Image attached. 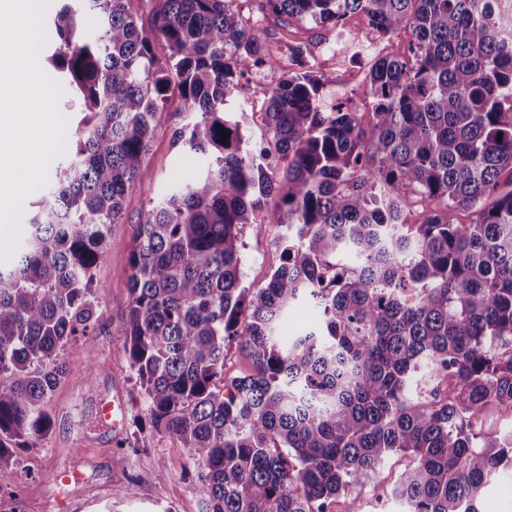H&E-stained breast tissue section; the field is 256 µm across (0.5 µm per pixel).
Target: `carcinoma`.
<instances>
[{"mask_svg": "<svg viewBox=\"0 0 512 512\" xmlns=\"http://www.w3.org/2000/svg\"><path fill=\"white\" fill-rule=\"evenodd\" d=\"M143 1L147 28L132 0H76L51 23L50 62L87 114L0 268V469L50 430L59 352L100 318L110 226L152 178L177 98L172 145L201 167L137 225L122 347L151 427L189 450L201 512H335L392 453L413 457L390 491L407 512H479L512 468V432H484L512 417V0H260L257 18L236 0ZM359 13L380 38L410 33L405 52L345 33ZM268 17L332 27L367 58L372 123L325 105L329 79L296 44L288 74L257 86L264 130L246 137L227 106L241 78L276 68ZM411 195L434 203L416 224ZM269 226L285 229L282 262L245 286L243 234ZM301 302L318 325L281 336ZM232 340L253 370L228 380Z\"/></svg>", "mask_w": 512, "mask_h": 512, "instance_id": "cac0c4a2", "label": "carcinoma"}]
</instances>
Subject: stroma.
<instances>
[{
    "instance_id": "35a3bbf8",
    "label": "stroma",
    "mask_w": 512,
    "mask_h": 512,
    "mask_svg": "<svg viewBox=\"0 0 512 512\" xmlns=\"http://www.w3.org/2000/svg\"><path fill=\"white\" fill-rule=\"evenodd\" d=\"M266 28L278 52V69L242 80L229 103L230 111L247 114L251 139L262 132L263 107L255 88L287 73L288 48L299 43L310 45L318 66L331 82L348 89L364 123H371L365 67L347 57L331 58L335 32L312 24L284 28L272 21ZM179 110V100L168 101L148 155L154 176L131 186L124 219L111 228L97 268L100 318L87 340L66 346L61 354L67 374L50 403L52 427L36 447L21 449L17 466L0 470V512H200L188 450L177 438L151 428L144 392L121 342L136 227L151 200L194 171L170 142ZM278 235L275 228L261 235L244 233L245 285H263L280 265ZM96 363L103 364V371L90 374ZM118 401L124 404V419L116 429L102 410ZM412 462L407 455H390L364 483L353 486L349 495L356 498L359 512H404L389 490Z\"/></svg>"
}]
</instances>
